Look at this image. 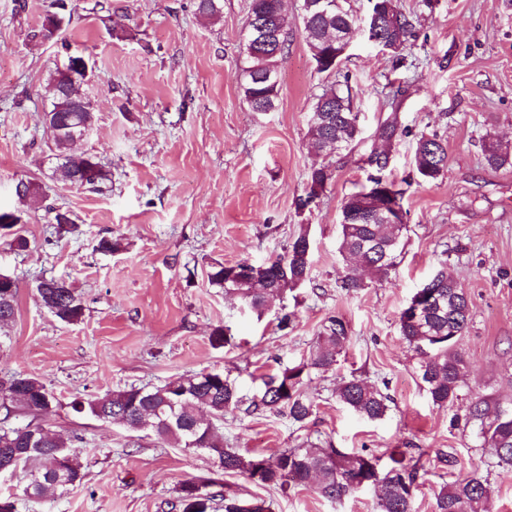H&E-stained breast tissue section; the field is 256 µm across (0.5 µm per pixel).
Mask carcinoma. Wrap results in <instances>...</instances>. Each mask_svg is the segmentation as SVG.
<instances>
[{
	"label": "carcinoma",
	"mask_w": 512,
	"mask_h": 512,
	"mask_svg": "<svg viewBox=\"0 0 512 512\" xmlns=\"http://www.w3.org/2000/svg\"><path fill=\"white\" fill-rule=\"evenodd\" d=\"M318 0L310 7H302V35L309 47L315 69L319 73L335 71L341 59L339 48L331 45L332 36L348 30L355 24L354 16L346 7L347 0H331L332 6L320 8ZM373 11L381 18V41L378 46L394 54L414 34V24L403 12L398 0H375ZM247 21L253 24L277 25L286 21L284 0H250ZM289 33L281 31L280 41L270 46L266 41H246L247 66L243 93L254 112H271L279 96L278 66L288 53ZM70 67L57 69L51 87L50 111L45 118L58 131L49 148L50 158L56 160L55 179L74 187L92 191L102 190L110 180L101 159L96 178L80 182L82 155L74 152L73 133L90 116L91 102L86 111L76 112L64 87L70 84ZM308 134L314 144L335 151L352 150L360 142L361 127L354 111L351 94L329 86L315 95ZM408 134L407 127L393 111L379 121L374 137L387 147ZM484 159L491 168L512 166V150L496 142L484 150ZM389 158L373 167L367 184L349 194L342 206L339 252L344 259L354 258L370 275L383 281L390 277L401 254L403 224H386L366 203L378 187L393 189L394 200L402 202L404 190L397 187L389 171ZM448 153L437 135L422 133L416 137L414 171L418 180L433 182L445 172ZM331 179L329 168H313L308 174L306 195L296 199V207L304 209L311 198H316ZM311 243L307 232L293 238L285 254L262 265L261 272L250 280L237 284L226 272L251 265L247 260L234 264H218L209 273L210 282L224 289V295L239 299L258 314H263L270 301L281 298L287 291L309 280ZM436 294L440 304L430 306L423 318L416 322L405 319L400 311L398 330L403 340L420 355L421 387L436 406L443 407L460 400L463 383L464 356L455 349L457 340L465 332L470 317L468 295L448 272V260H443L428 283L422 286ZM42 305L58 320L74 324L81 320L84 306L80 297L65 281L45 279L36 287ZM17 305V284L7 274H0V324L12 320ZM216 348L234 345V336L228 326L216 327L210 338ZM350 342L346 322L339 316L327 318L320 336L309 356L290 367L280 368L262 378V388L251 399L241 395L236 379L224 372H200L167 382L152 389L131 387L108 393L87 401H75L77 413L87 412L101 421H113L131 431L151 427L165 442L187 450H201L217 460L218 469L225 474H240L253 479L254 472L262 470L261 483L282 491L306 486L316 478L318 491L330 500H342L372 487L376 490V512H413V497L419 478L418 463L406 460V453L393 451L390 464L379 467L378 459L369 453L345 452L333 446L311 444L303 448H288L274 457L246 455L234 448L224 447L217 433V423L224 421V413L246 406L248 413H269L286 416L294 424H304L313 415V403L303 391L304 378L312 372H325L336 364L337 358ZM336 400L348 410L369 421L383 419L390 411L389 394L352 375L336 386ZM18 401L27 411L41 417L36 424L23 428H0V449H18L15 477L18 482L9 499L41 497L82 482L83 464L69 445L43 420L52 416L56 398L39 380L23 375L13 376L7 387L0 390V407L11 413L9 403ZM480 422L484 443L489 448L496 466L512 471V407L490 406L478 398L466 408V422ZM66 449L68 464L60 470L54 466L55 453ZM217 482L209 477H192L178 488L175 512H240V506L261 503L258 512H271L261 498L244 497L224 485L214 491ZM489 495L488 481L474 471L444 483L436 496V512H477L476 506Z\"/></svg>",
	"instance_id": "cac0c4a2"
}]
</instances>
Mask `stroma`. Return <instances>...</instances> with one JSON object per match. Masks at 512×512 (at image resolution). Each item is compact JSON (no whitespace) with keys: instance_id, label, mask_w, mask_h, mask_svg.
Masks as SVG:
<instances>
[{"instance_id":"1","label":"stroma","mask_w":512,"mask_h":512,"mask_svg":"<svg viewBox=\"0 0 512 512\" xmlns=\"http://www.w3.org/2000/svg\"><path fill=\"white\" fill-rule=\"evenodd\" d=\"M63 41L34 39L56 0H0V209L20 213L27 250L0 236V272L18 284L16 313L0 325V382L33 377L54 394L50 418L75 451L85 477L63 494L17 501V512H172L182 481L210 475L203 452L132 433L72 403L131 386L150 388L200 371H224L242 395L257 394L261 374L306 358L326 319L341 315L351 336L336 365L306 380L314 414L304 426L270 414L225 415L218 432L240 453L273 455L312 441L385 456L405 448L419 459L414 512H434L444 473L437 455L454 452L456 474L487 478L486 512H512V472L491 466L471 400L512 406V167L490 168L484 144L512 147V0H400L415 35L395 66L391 53L355 39L336 74L316 72L301 32L302 0H285L290 46L280 63L272 112L243 98L244 29L249 0H221V17L199 15L194 0H65ZM95 71L84 88L94 130L83 148L112 173L95 193L54 180L42 158L53 144L44 114L49 83L66 54ZM347 84L364 142L341 153L313 147L314 94ZM404 90L409 135L391 149L392 175L407 180V231L395 271L348 294L337 283L350 267L338 252L341 208L367 172L363 159L390 110L388 85ZM437 134L448 152L443 177L409 183L415 136ZM332 173L310 208L295 200L312 167ZM42 186L46 203H23L18 180ZM69 211L78 227L56 233L45 204ZM311 239L308 281L275 300L264 317L209 281L215 264L260 265L284 253L301 231ZM120 249L104 253L101 238ZM470 300L457 347L465 361L461 398L433 405L417 378V353L398 316L440 257ZM65 280L84 304L81 321L57 320L40 302L41 279ZM295 312L279 330L281 310ZM230 326L236 344L213 347L210 333ZM386 384L392 399L380 421L362 419L336 400L350 376ZM226 481L272 512H373L366 488L340 502L315 485L281 491L241 475Z\"/></svg>"}]
</instances>
